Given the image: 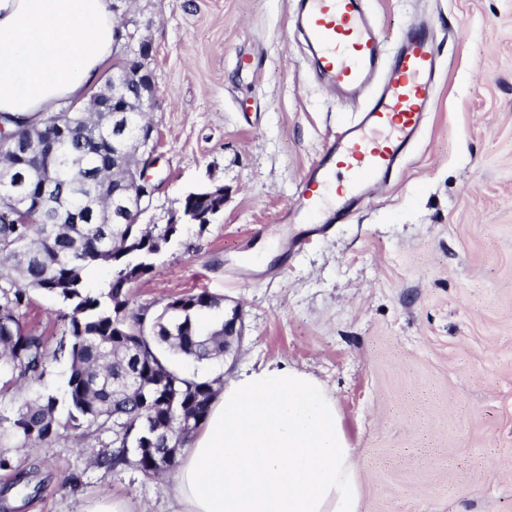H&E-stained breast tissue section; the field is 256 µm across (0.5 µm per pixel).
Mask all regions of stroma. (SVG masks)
I'll list each match as a JSON object with an SVG mask.
<instances>
[{
	"label": "stroma",
	"mask_w": 512,
	"mask_h": 512,
	"mask_svg": "<svg viewBox=\"0 0 512 512\" xmlns=\"http://www.w3.org/2000/svg\"><path fill=\"white\" fill-rule=\"evenodd\" d=\"M297 0H123L153 44L149 113L157 186L143 224L225 190L206 228L185 225L132 288L142 306L207 290L238 314L222 359H178L230 378L272 362L315 374L353 442L362 512H512V0H371L387 39L425 21L446 66L415 150L343 224H287L301 182L358 109L328 95L295 36ZM248 60L250 69L239 66ZM61 302L31 294L23 321L56 343ZM66 359L41 385L63 393ZM110 435L70 429L50 448L0 442V512H85L103 497L168 512L166 480L95 468ZM38 468L39 491L11 490Z\"/></svg>",
	"instance_id": "35a3bbf8"
}]
</instances>
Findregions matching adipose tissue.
Returning a JSON list of instances; mask_svg holds the SVG:
<instances>
[{
	"instance_id": "adipose-tissue-1",
	"label": "adipose tissue",
	"mask_w": 512,
	"mask_h": 512,
	"mask_svg": "<svg viewBox=\"0 0 512 512\" xmlns=\"http://www.w3.org/2000/svg\"><path fill=\"white\" fill-rule=\"evenodd\" d=\"M120 34L110 0H0V114L39 122L84 99ZM168 488L170 512H361L335 402L285 363L220 384Z\"/></svg>"
}]
</instances>
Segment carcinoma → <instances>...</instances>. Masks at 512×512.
<instances>
[{
  "label": "carcinoma",
  "mask_w": 512,
  "mask_h": 512,
  "mask_svg": "<svg viewBox=\"0 0 512 512\" xmlns=\"http://www.w3.org/2000/svg\"><path fill=\"white\" fill-rule=\"evenodd\" d=\"M112 64V76L81 110L66 107L38 125L0 115V140L18 149L0 151V395L17 381L39 383L61 356L70 362L63 395L38 394L0 414V438L52 446L71 427L110 432L112 450L93 464L120 472L133 464L146 478L172 470L182 448L207 417L216 379L181 374L170 359L195 361L224 356L241 335L237 317L205 329L201 317L224 310V298L206 290L173 297L161 311L136 307L131 287L152 275L154 259L181 234L180 224L120 223L115 190L136 192L137 133L148 100L137 82L151 75L139 49ZM120 91L131 102L122 150L113 148L112 114L94 111L97 99ZM57 191L42 194L47 178ZM218 200L187 195L182 210H215ZM112 266V280L99 293L83 276L93 264ZM36 290L55 295L66 311L55 348L29 332L22 311Z\"/></svg>",
  "instance_id": "obj_1"
}]
</instances>
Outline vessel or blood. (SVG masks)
<instances>
[{
	"instance_id": "vessel-or-blood-1",
	"label": "vessel or blood",
	"mask_w": 512,
	"mask_h": 512,
	"mask_svg": "<svg viewBox=\"0 0 512 512\" xmlns=\"http://www.w3.org/2000/svg\"><path fill=\"white\" fill-rule=\"evenodd\" d=\"M366 4L299 0L295 22L314 51L317 75L330 91L363 102L302 186L309 224L340 223L347 202L364 200L389 181L434 104L438 61L426 27H408L396 48L386 50Z\"/></svg>"
}]
</instances>
